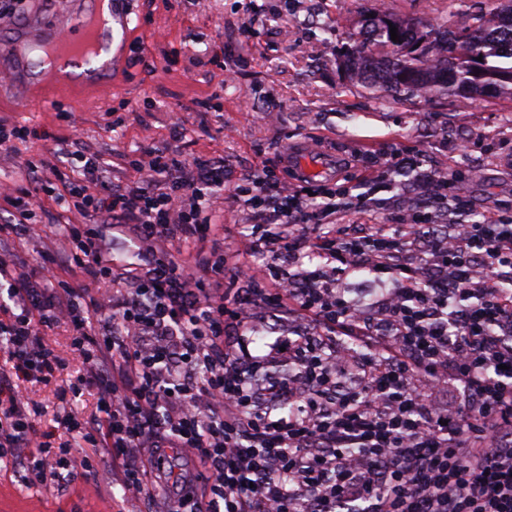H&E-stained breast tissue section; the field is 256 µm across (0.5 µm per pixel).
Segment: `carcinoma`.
<instances>
[{
	"label": "carcinoma",
	"mask_w": 512,
	"mask_h": 512,
	"mask_svg": "<svg viewBox=\"0 0 512 512\" xmlns=\"http://www.w3.org/2000/svg\"><path fill=\"white\" fill-rule=\"evenodd\" d=\"M395 26L414 47L394 44ZM341 58L348 82L391 100L453 97L469 100L492 92L512 100V0L491 12L463 13L448 29L394 9H365ZM482 60H477V57Z\"/></svg>",
	"instance_id": "obj_1"
}]
</instances>
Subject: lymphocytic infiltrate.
Returning a JSON list of instances; mask_svg holds the SVG:
<instances>
[{
	"label": "lymphocytic infiltrate",
	"instance_id": "f902f5d3",
	"mask_svg": "<svg viewBox=\"0 0 512 512\" xmlns=\"http://www.w3.org/2000/svg\"><path fill=\"white\" fill-rule=\"evenodd\" d=\"M58 155L69 173L31 158L24 181L0 184V238L48 216L50 201L76 217L41 254L65 273L54 287L0 252L1 462L54 484L66 464L52 442L76 435L91 447L84 470L107 463L126 502L152 499L175 448L209 472L194 512H512V218L471 222L458 190L431 176L446 225L335 224V203L257 178L251 247L291 271L234 293L223 261L169 253L221 231L223 162L150 150L116 185L80 139ZM101 224L137 225L152 257L120 295ZM305 253L315 270L299 268ZM357 266L380 285L365 304L345 281ZM79 275L93 287H70ZM253 308L293 317L263 356L225 342L248 332ZM59 327L80 365L73 396L99 406L47 423L21 385L64 371Z\"/></svg>",
	"mask_w": 512,
	"mask_h": 512
}]
</instances>
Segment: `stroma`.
I'll list each match as a JSON object with an SVG mask.
<instances>
[{
  "label": "stroma",
  "mask_w": 512,
  "mask_h": 512,
  "mask_svg": "<svg viewBox=\"0 0 512 512\" xmlns=\"http://www.w3.org/2000/svg\"><path fill=\"white\" fill-rule=\"evenodd\" d=\"M377 0H134L132 50L109 86L65 94L45 89L21 100L0 94V116L29 128L13 151L0 152V175H17L20 163L46 155L57 138L80 133L112 166L120 183L141 150L152 148L189 162H224V238L182 245L186 254L224 257V281L239 269L263 267L267 255L249 252L250 176L305 186L311 201L367 199L345 224H406L438 215L440 203L417 183L432 170L463 176L474 219L512 215V101L415 98L393 101L354 88L338 67L347 34L358 28L363 5ZM409 18L454 25L449 0H386ZM254 38H246V29ZM277 103L274 120L264 111ZM320 142L338 167L324 180L301 182L282 156L286 143ZM409 156L408 172L383 169L393 151ZM379 181L365 184V168ZM64 218L42 224L34 236L0 242L27 263L63 231ZM113 276L128 281L145 259L134 225L105 229ZM112 498L106 472L82 468L45 487L0 470V512H103Z\"/></svg>",
  "instance_id": "1"
}]
</instances>
